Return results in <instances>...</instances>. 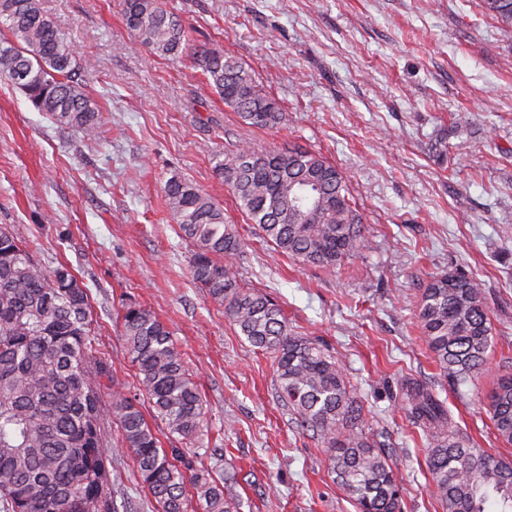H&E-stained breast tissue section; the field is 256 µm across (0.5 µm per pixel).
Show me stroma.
<instances>
[{"instance_id":"stroma-1","label":"stroma","mask_w":512,"mask_h":512,"mask_svg":"<svg viewBox=\"0 0 512 512\" xmlns=\"http://www.w3.org/2000/svg\"><path fill=\"white\" fill-rule=\"evenodd\" d=\"M191 47L219 46L282 108L256 128L202 85L192 55L132 47L120 0H40L76 42L100 110L97 141L55 125L0 80V225L45 269L67 265L90 290L98 355L134 396L163 448L181 445L137 392L122 309L152 310L185 354L206 411L196 464L237 512H357L326 448L276 393L273 360L253 348L190 274L191 246L164 200L172 176L224 208L242 239L239 277L272 297L288 327L345 368L371 432L387 436L402 512H442L429 440L401 385H428L460 434L512 459L488 396L512 374V30L480 0H164ZM303 148L336 164L363 215L366 250L333 272L275 251L214 172L238 141ZM480 279L492 346L464 386L440 371L417 322L435 275ZM128 512H158L133 454L109 448Z\"/></svg>"}]
</instances>
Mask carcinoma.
Masks as SVG:
<instances>
[{
    "instance_id": "obj_1",
    "label": "carcinoma",
    "mask_w": 512,
    "mask_h": 512,
    "mask_svg": "<svg viewBox=\"0 0 512 512\" xmlns=\"http://www.w3.org/2000/svg\"><path fill=\"white\" fill-rule=\"evenodd\" d=\"M483 15L512 27V0H481ZM134 41L174 58L188 48L181 19L164 0H122ZM195 66L224 106L257 128L280 122L277 102L219 47L193 52ZM77 45L41 9L39 0H0V77L59 127L97 140L99 108L78 82ZM216 175L263 240L304 264L334 271L366 247L362 217L348 179L320 154L299 149L258 152L246 143L224 155ZM167 209L193 246L190 273L253 347L275 363L278 397L326 447L330 470L358 512H401L402 487L385 445L365 428L363 406L344 368L322 345L288 329L268 295L244 287L224 257L241 240L224 208L192 182L171 178ZM418 322L426 349L457 384L478 374L491 347L483 284L448 272L421 293ZM89 290L61 264L45 270L27 244L0 226V499L11 512H125L119 474L108 467L110 419L118 444L132 451L140 483L159 512H232L224 488L193 467L179 448L166 450L134 399L112 391L96 356ZM122 328L137 369L138 390L170 434L193 446L204 425L197 383L172 332L141 305L123 308ZM414 423L429 436L428 465L443 512H512V460L472 448L445 401L420 383L404 392ZM495 437L512 446V376L490 396Z\"/></svg>"
}]
</instances>
